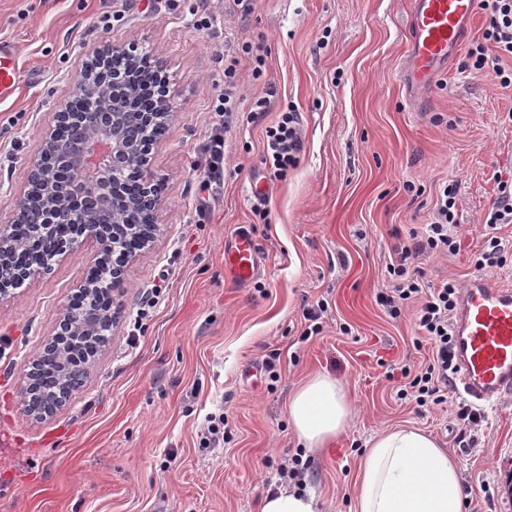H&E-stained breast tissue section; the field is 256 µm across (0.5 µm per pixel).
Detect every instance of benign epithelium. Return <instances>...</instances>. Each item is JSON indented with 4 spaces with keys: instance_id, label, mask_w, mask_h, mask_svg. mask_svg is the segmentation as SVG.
Listing matches in <instances>:
<instances>
[{
    "instance_id": "7a95c632",
    "label": "benign epithelium",
    "mask_w": 512,
    "mask_h": 512,
    "mask_svg": "<svg viewBox=\"0 0 512 512\" xmlns=\"http://www.w3.org/2000/svg\"><path fill=\"white\" fill-rule=\"evenodd\" d=\"M141 60L128 49L103 45L84 61L79 79L64 108L57 113L52 130L46 135L42 153L52 151L58 157L57 171L41 166V159L30 162L27 185L16 198L14 219L24 218L39 227L57 224L63 216L77 225V232L63 242L51 241L48 260L14 269L10 267L13 227L0 225V302L11 297V287L48 274L49 262L75 254L82 243H96L98 257L92 270L74 296L106 300L105 309L89 308L79 312L66 303L57 318L54 332L38 354L65 368L61 358L70 336H94L98 326H113L121 310L114 298V287L126 266L138 252L123 251L116 241L127 233L120 213L134 209L143 223L136 233L148 246L155 237V212L161 203L159 184L148 171L147 152L155 138L141 131L153 119H168L171 102L166 90L156 101V111L141 110L143 93L139 68ZM106 266L110 277L97 279L96 270ZM83 376L65 381L60 388L33 399L24 412L46 420L63 409L83 385Z\"/></svg>"
}]
</instances>
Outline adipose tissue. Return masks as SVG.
Wrapping results in <instances>:
<instances>
[{"mask_svg": "<svg viewBox=\"0 0 512 512\" xmlns=\"http://www.w3.org/2000/svg\"><path fill=\"white\" fill-rule=\"evenodd\" d=\"M288 413L299 446L330 447L351 418L343 388L317 374L293 393ZM460 465L417 428L393 426L375 435L359 463L354 512H465ZM259 512H320L315 492L286 486L263 497Z\"/></svg>", "mask_w": 512, "mask_h": 512, "instance_id": "ef3b65f1", "label": "adipose tissue"}]
</instances>
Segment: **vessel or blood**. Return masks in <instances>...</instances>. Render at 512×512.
<instances>
[{
	"label": "vessel or blood",
	"mask_w": 512,
	"mask_h": 512,
	"mask_svg": "<svg viewBox=\"0 0 512 512\" xmlns=\"http://www.w3.org/2000/svg\"><path fill=\"white\" fill-rule=\"evenodd\" d=\"M477 0H410L408 50L402 78L409 90L432 87L459 51L476 11ZM17 69L0 48V98L16 87ZM258 250L243 229L224 247V267L236 280H250ZM457 391L477 408L512 394V289L494 279L471 277L454 320Z\"/></svg>",
	"instance_id": "1"
}]
</instances>
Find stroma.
Segmentation results:
<instances>
[{
  "instance_id": "obj_1",
  "label": "stroma",
  "mask_w": 512,
  "mask_h": 512,
  "mask_svg": "<svg viewBox=\"0 0 512 512\" xmlns=\"http://www.w3.org/2000/svg\"><path fill=\"white\" fill-rule=\"evenodd\" d=\"M199 0H0V42L16 57L19 89L0 101V224L11 223L83 60L103 44L138 47L161 63L172 104L149 169L162 192L150 247L124 271V310L84 387L43 422L26 416L27 362L87 275L96 246L53 263L0 305V512H258L277 467L300 455L323 512H353L358 461L380 431L407 425L437 437L459 462L465 512H512V396L478 430L451 409L420 410L405 370L428 359L412 310L394 318L376 296L387 267L420 230L442 183L457 185V249L418 261L423 280L466 283L489 236L507 251L485 273L512 289V224L483 215L512 180V86L465 68L486 27L476 14L446 72L408 101L398 72L409 0H255L240 16L217 4L208 31ZM261 45L266 65L239 49ZM235 64L238 112L224 135V172L209 179L212 110ZM269 109L252 117L253 102ZM296 112L302 149L286 169L265 165V130ZM267 187L252 200V179ZM248 230L259 267L248 282L224 271V240ZM167 282L145 318L137 311ZM325 303L303 339V312ZM280 356L278 380L262 365ZM326 374L352 403L332 448L299 449L288 417L294 391ZM231 437L205 448L211 415Z\"/></svg>"
}]
</instances>
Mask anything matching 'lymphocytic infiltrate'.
<instances>
[{
	"mask_svg": "<svg viewBox=\"0 0 512 512\" xmlns=\"http://www.w3.org/2000/svg\"><path fill=\"white\" fill-rule=\"evenodd\" d=\"M487 26L483 40L472 49L468 58L472 68L492 66L503 87L512 86V68H501L503 59H512V0H479ZM267 153L276 168H286L294 161L302 146V138L292 113H281L275 125L267 127ZM457 188L444 185L436 206L421 231L410 234L397 251L390 269L393 283L377 296L378 303L391 316H400L406 308H414L417 331L424 338L430 356L427 363L409 382L419 406L434 409L448 403V388L454 372L453 318L460 288L456 281L445 280L425 286L415 267L423 255H445L455 252L456 242L451 229L455 223Z\"/></svg>",
	"mask_w": 512,
	"mask_h": 512,
	"instance_id": "lymphocytic-infiltrate-1",
	"label": "lymphocytic infiltrate"
}]
</instances>
